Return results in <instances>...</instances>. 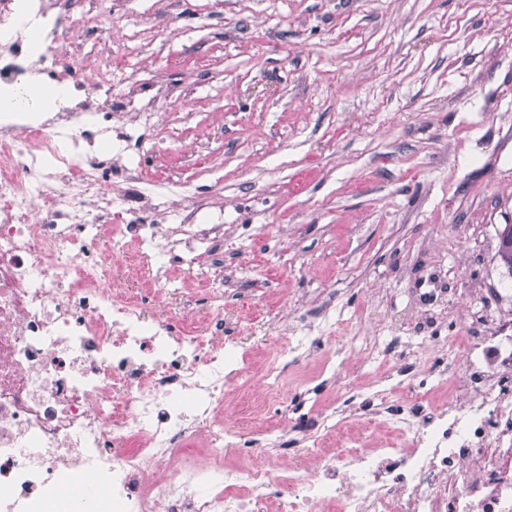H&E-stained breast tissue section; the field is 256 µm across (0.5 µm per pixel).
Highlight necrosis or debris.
<instances>
[{"label": "necrosis or debris", "mask_w": 512, "mask_h": 512, "mask_svg": "<svg viewBox=\"0 0 512 512\" xmlns=\"http://www.w3.org/2000/svg\"><path fill=\"white\" fill-rule=\"evenodd\" d=\"M112 23L106 0H0V512H512V312L486 288L471 291L466 335L440 339L448 362L431 380L395 337L343 346L383 367L368 415L352 392L310 428L285 415L263 429L288 369L323 342L299 334L246 427L225 425L248 354L224 333V227L142 177L139 115L112 96L120 70L68 51ZM43 82L70 100L12 109ZM172 253L196 292L170 278ZM446 282L425 275L412 330L431 332ZM291 448L304 468L284 466Z\"/></svg>", "instance_id": "1"}]
</instances>
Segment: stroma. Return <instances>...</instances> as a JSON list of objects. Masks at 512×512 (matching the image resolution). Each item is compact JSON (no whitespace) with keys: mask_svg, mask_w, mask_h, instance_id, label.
Wrapping results in <instances>:
<instances>
[{"mask_svg":"<svg viewBox=\"0 0 512 512\" xmlns=\"http://www.w3.org/2000/svg\"><path fill=\"white\" fill-rule=\"evenodd\" d=\"M110 2L113 56L136 45L140 169L223 224L226 312L260 317L256 365L287 322L387 335L432 268L459 289L433 306L442 336L467 289L512 286V0ZM366 373L288 399L325 407Z\"/></svg>","mask_w":512,"mask_h":512,"instance_id":"obj_1","label":"stroma"}]
</instances>
